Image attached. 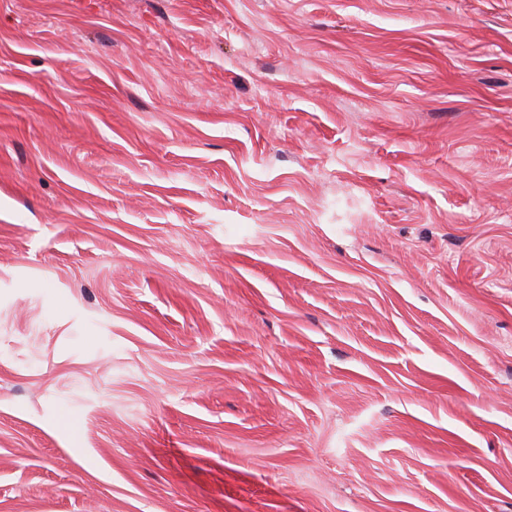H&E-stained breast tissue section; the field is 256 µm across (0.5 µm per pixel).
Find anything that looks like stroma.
I'll return each mask as SVG.
<instances>
[{
    "label": "stroma",
    "mask_w": 512,
    "mask_h": 512,
    "mask_svg": "<svg viewBox=\"0 0 512 512\" xmlns=\"http://www.w3.org/2000/svg\"><path fill=\"white\" fill-rule=\"evenodd\" d=\"M0 512H512V0H0Z\"/></svg>",
    "instance_id": "35a3bbf8"
}]
</instances>
